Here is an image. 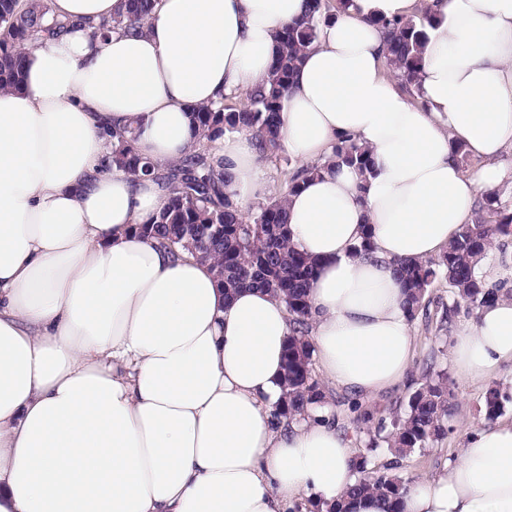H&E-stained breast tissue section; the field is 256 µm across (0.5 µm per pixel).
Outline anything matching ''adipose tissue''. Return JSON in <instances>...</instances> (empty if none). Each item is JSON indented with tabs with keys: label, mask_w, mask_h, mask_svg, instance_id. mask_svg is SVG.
<instances>
[{
	"label": "adipose tissue",
	"mask_w": 512,
	"mask_h": 512,
	"mask_svg": "<svg viewBox=\"0 0 512 512\" xmlns=\"http://www.w3.org/2000/svg\"><path fill=\"white\" fill-rule=\"evenodd\" d=\"M418 0H353L321 26L281 104L282 143L324 162L352 138L373 173L307 176L288 198L290 240L317 262L308 340L326 381L368 398L414 354L397 260L443 250L512 149V0H427L417 100L385 72L376 17ZM120 0H50L80 29L22 48L0 92V512H289L314 496L344 512L353 450L329 409L290 424L282 394L288 314L257 288L232 297L209 264L140 237L166 201L155 180L104 170L108 133L138 125L146 159H184L192 108L262 82L277 34L305 0H160L140 36H92ZM462 143L486 167L466 176ZM240 210L267 191L244 135L218 140ZM370 236L369 256L352 248ZM456 335L461 378L512 363V289ZM402 512H512V423L474 428L458 458L411 484Z\"/></svg>",
	"instance_id": "obj_1"
}]
</instances>
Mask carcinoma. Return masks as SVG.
Returning a JSON list of instances; mask_svg holds the SVG:
<instances>
[{"label":"carcinoma","instance_id":"cac0c4a2","mask_svg":"<svg viewBox=\"0 0 512 512\" xmlns=\"http://www.w3.org/2000/svg\"><path fill=\"white\" fill-rule=\"evenodd\" d=\"M350 2L306 0L304 15L279 31V51L261 84L239 97L226 96L192 110L198 138L183 160L164 167L146 161L137 153L134 127L112 131L111 164L136 179L144 176L161 180L168 191L160 212L148 223L138 225L139 235L176 256L190 250L211 261V270L229 295L255 287L285 304L290 336L284 354L283 394L274 413L278 422H292L327 405L307 340L312 326L309 291L317 266L290 242L287 196L307 175L329 167H350L367 178L373 169L370 150L353 139L334 145L327 163L294 169L282 191L251 205L244 218L230 198L227 187L232 176L216 156L215 143L223 136L242 134L255 141L260 160L276 164L283 159L281 101L305 52L316 42L320 26ZM156 4L157 0H122L111 19L91 26L92 34L104 38L120 30L139 36L153 19ZM49 12L47 0H0V91L20 82V48L25 42L60 36L72 27L68 20L48 17ZM434 23L435 17L427 9L418 17L375 20L386 32V66L410 93L423 64L426 28ZM511 236L512 204L495 189L480 198L471 222L461 227L441 254L397 263L410 319H416L425 308L426 299L441 281L453 296L455 312L463 307L475 316L493 302L498 289L486 287L476 269L492 257L496 239ZM452 400L453 381L433 353L425 359L417 388L405 403L392 410L391 420L373 411L361 413L358 433L365 453L355 457L356 483L350 492L377 494L389 504L388 512H399L400 500L413 478L394 469L400 460L434 446L448 435ZM511 400L501 384L491 385L484 394L485 419H497ZM383 446L394 461L370 465L368 454Z\"/></svg>","mask_w":512,"mask_h":512}]
</instances>
